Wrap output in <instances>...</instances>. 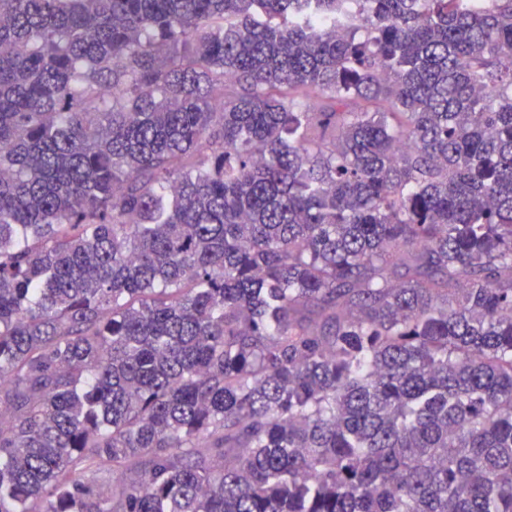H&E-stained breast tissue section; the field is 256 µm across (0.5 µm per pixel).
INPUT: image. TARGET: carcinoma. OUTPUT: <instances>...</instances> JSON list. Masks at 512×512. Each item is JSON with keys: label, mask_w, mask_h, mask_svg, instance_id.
Listing matches in <instances>:
<instances>
[{"label": "carcinoma", "mask_w": 512, "mask_h": 512, "mask_svg": "<svg viewBox=\"0 0 512 512\" xmlns=\"http://www.w3.org/2000/svg\"><path fill=\"white\" fill-rule=\"evenodd\" d=\"M0 512H512V0H0Z\"/></svg>", "instance_id": "1"}]
</instances>
